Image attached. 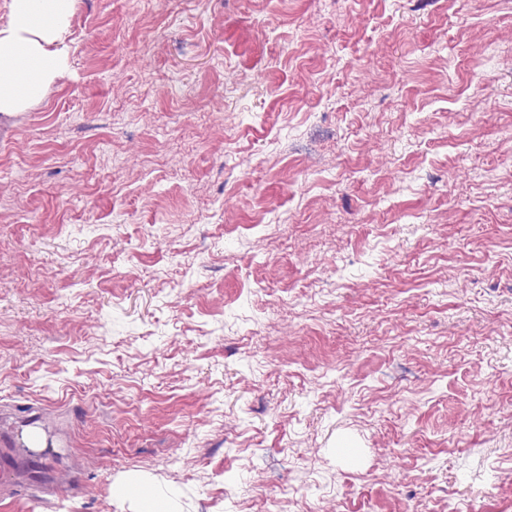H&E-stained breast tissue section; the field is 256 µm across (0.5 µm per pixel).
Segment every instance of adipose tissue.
I'll return each instance as SVG.
<instances>
[{
	"mask_svg": "<svg viewBox=\"0 0 512 512\" xmlns=\"http://www.w3.org/2000/svg\"><path fill=\"white\" fill-rule=\"evenodd\" d=\"M75 0H11L0 25V112H16L41 95L64 67L60 43Z\"/></svg>",
	"mask_w": 512,
	"mask_h": 512,
	"instance_id": "ef3b65f1",
	"label": "adipose tissue"
}]
</instances>
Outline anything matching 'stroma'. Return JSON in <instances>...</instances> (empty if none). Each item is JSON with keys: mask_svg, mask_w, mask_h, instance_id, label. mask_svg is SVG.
I'll return each instance as SVG.
<instances>
[{"mask_svg": "<svg viewBox=\"0 0 512 512\" xmlns=\"http://www.w3.org/2000/svg\"><path fill=\"white\" fill-rule=\"evenodd\" d=\"M0 112V512H512V0H76Z\"/></svg>", "mask_w": 512, "mask_h": 512, "instance_id": "35a3bbf8", "label": "stroma"}]
</instances>
